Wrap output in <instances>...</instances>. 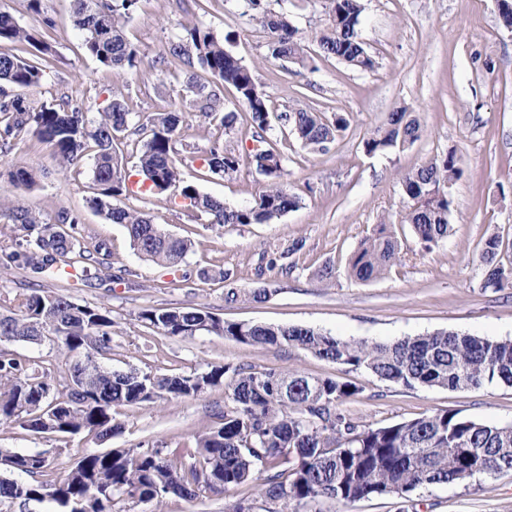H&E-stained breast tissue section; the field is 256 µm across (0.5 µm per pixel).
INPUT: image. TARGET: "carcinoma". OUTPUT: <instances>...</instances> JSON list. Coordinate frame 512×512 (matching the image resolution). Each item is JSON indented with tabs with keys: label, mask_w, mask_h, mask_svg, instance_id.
<instances>
[{
	"label": "carcinoma",
	"mask_w": 512,
	"mask_h": 512,
	"mask_svg": "<svg viewBox=\"0 0 512 512\" xmlns=\"http://www.w3.org/2000/svg\"><path fill=\"white\" fill-rule=\"evenodd\" d=\"M252 17L267 32L272 56L285 58L300 70L310 68L311 56L288 14L275 12L265 0H246ZM138 0H75L73 26L84 34V48L103 66L117 72L137 66V51L124 34ZM362 0H327L317 35L320 53L360 71L376 61L361 36ZM189 42L173 43L169 53L196 59L213 77L233 87L257 135L256 156L266 161L267 184L248 207H229L180 178L181 109L170 105L147 116L150 137L138 159L145 191L163 195L179 190L181 206L209 224H263L301 204L285 180L286 158L262 148V132L271 124L268 96L257 86L250 66L227 47L228 38L193 26ZM32 46L43 55L51 45L9 13L0 11V42ZM42 65L17 55L0 53V82L17 88L41 84ZM199 118L231 129L237 114L224 111V101L205 96ZM284 119L301 146L315 151L335 141L348 121L294 108ZM139 131L128 100L116 91L91 119L84 103L66 94L51 103L0 98V153L12 140L27 134L53 148L66 170L93 153L95 211L122 225L132 246L145 258L176 272L190 251L189 240L176 237L146 214L112 203L123 194L126 170L114 149L119 134ZM422 132L415 113L401 107L364 139L368 154L404 149ZM206 172L231 176L240 156L213 141L206 149ZM10 179L33 186L32 168L12 165ZM462 174L456 152L433 158L401 177L405 205L399 223L410 227L422 248L429 250L451 231L449 189ZM386 219L376 225L352 253L347 275L370 281L400 261L401 244ZM78 213L61 208L45 219L16 202L0 209V240L15 248L8 254L14 267L38 281L65 277L86 287L120 281L112 273L108 254L100 246L79 248L82 235ZM500 240L490 236L480 254L482 287L512 289V268L497 260ZM137 319L162 336H193L207 332L255 347H291L322 359L363 370L380 380L404 387L451 390L503 384L512 387V339H491L448 331L404 336L392 341L343 340L305 326L229 323L206 306L143 308ZM112 310L80 305L68 296L33 288L0 294V342L39 344L54 337L65 356L58 375L38 371L27 358L0 351V421L16 422L37 435L93 434L104 439L119 429L112 411L118 406L155 403L168 398L198 397L224 387V423L195 437L198 459L186 463L164 443L135 448L87 450L73 465L60 467L46 451L18 453L0 448V512L45 502L55 512H117L124 500L158 502L169 496L195 498L222 494L252 481L259 482L265 512H300L319 500L347 504L370 497L413 501L417 492L437 485H459L486 477L512 475V426L485 424L449 410L379 427L361 425L341 406L359 392L350 381L308 377L297 370L255 372L244 365H213L181 374L121 372L104 364L112 354ZM15 473L26 476L19 482Z\"/></svg>",
	"instance_id": "obj_1"
}]
</instances>
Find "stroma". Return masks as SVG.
I'll list each match as a JSON object with an SVG mask.
<instances>
[{
    "label": "stroma",
    "instance_id": "35a3bbf8",
    "mask_svg": "<svg viewBox=\"0 0 512 512\" xmlns=\"http://www.w3.org/2000/svg\"><path fill=\"white\" fill-rule=\"evenodd\" d=\"M361 34L376 66L357 71L332 57L315 56L312 69L274 58L270 40L246 14L243 0H139L125 26L136 47V70L115 73L83 49L73 27V0H42L41 13L27 0H0L37 37L49 41L54 55L39 87H7L8 96L52 102L61 94L83 97L89 117L121 91L135 112L148 115L178 104L184 113L186 148L183 180L231 207L252 205L265 188L254 159L255 130L239 115L236 93L199 65L171 56L170 43L184 39L196 25L229 36V50L249 65L275 115L265 137L287 158L288 185L302 202L298 209L267 224L209 227L205 218L175 204L172 195L138 191L117 197L118 205L148 214L170 233L189 239L181 264L187 280L170 287L169 269L143 258L126 229L93 210V159L60 171L49 146L24 136L7 159L38 171V186L27 190L0 176V201H22L29 210L53 217L62 207L81 213L84 241L102 244L123 280L112 289L90 288L57 279L43 290L69 296L80 304L108 307L112 328L113 369L177 374L219 364H244L257 371L294 368L312 377L350 380L358 394L342 410L360 423L383 426L423 414L450 410L493 425H512V387L484 385L450 390L408 388L364 371L323 360L297 348H261L215 334L161 336L137 319L141 308L205 305L227 322L276 326L302 325L344 339L389 341L434 331L512 339V290L482 289L479 254L486 238L498 236V258L512 265V31L500 23L496 0H363ZM271 9L289 14L298 35L313 44L324 17L325 0H269ZM53 19L46 28L44 18ZM219 95L226 111L238 118L231 130L200 123L198 90ZM306 107L331 117L345 115L348 126L322 151L301 148L280 114ZM400 107L418 112L422 133L413 145L366 154L364 138ZM221 138L241 156L230 177L206 174L203 155L212 138ZM456 150L461 177L451 189L452 231L432 251L412 240L407 227L394 231L403 258L366 283L348 277L352 252L384 216L403 208V173L434 156ZM336 269L333 283L317 275ZM210 278H201V271ZM230 272L229 281L218 277ZM235 288L236 302L224 300ZM266 288L262 302L249 292ZM225 394L216 388L190 399L118 406L120 428L106 440L80 434L61 438L32 434L19 424H0V447L17 452L51 450L69 466L86 450L133 448L159 441L171 449L192 445L196 434L219 426ZM261 506L254 484L224 495L163 502H131L129 512H229L239 500ZM417 512H512V476L484 478L470 485H441L417 496Z\"/></svg>",
    "mask_w": 512,
    "mask_h": 512
}]
</instances>
